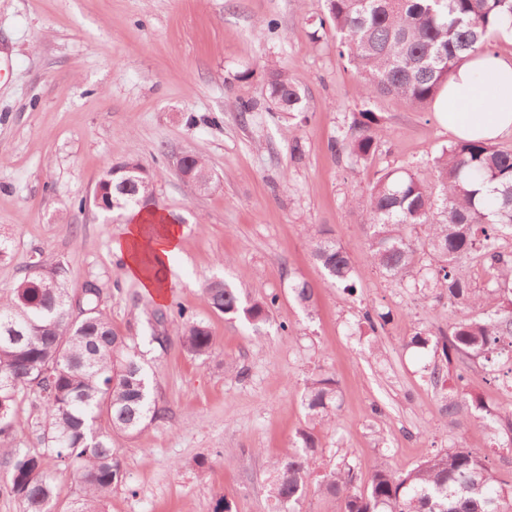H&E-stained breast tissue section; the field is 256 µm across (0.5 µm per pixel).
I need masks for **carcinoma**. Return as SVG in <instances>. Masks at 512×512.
Listing matches in <instances>:
<instances>
[{"mask_svg":"<svg viewBox=\"0 0 512 512\" xmlns=\"http://www.w3.org/2000/svg\"><path fill=\"white\" fill-rule=\"evenodd\" d=\"M323 32L336 38L339 56L363 74L369 96L384 95L426 109L456 69L471 55L491 49L495 22L512 15V0H325ZM269 100L279 112H300L302 97L288 74L267 72ZM386 135L383 117L369 109L355 112L346 134L348 154L358 161L372 157ZM112 182L117 211L144 207L154 200V176L134 158L104 174ZM211 171L191 155L185 184L200 189ZM365 216L373 265L396 284L410 282L426 299L465 312L459 322L438 334L420 328L410 347L441 352L445 366H434L430 381L448 384L441 393L445 424L460 429L472 418L484 421L494 445L512 447V410L493 407L451 383L444 372L461 357L495 365L500 343L512 341V150L484 141L456 140L433 158V179L408 171L383 174L354 199ZM313 256L327 280L349 292L358 272L347 252L331 239L315 236ZM492 274V287L474 288L469 268ZM48 287L38 290L34 275L0 297V455L8 459L5 491L23 512H100L124 472L112 448V435L133 436L158 416L149 374L136 347L112 328L101 307L103 288L85 281L73 308L66 270L50 267ZM298 304L313 311V288L291 285ZM212 308L242 316L254 325L270 320L276 302L242 299L222 281L206 288ZM176 325L185 351L208 356L214 338L208 327L185 316L183 309L157 315ZM16 329L14 340L8 332ZM41 412L38 448L16 444L12 414L22 395ZM338 383L315 375L306 384L308 424L296 446L272 464L268 496L272 512H296L312 479L311 461L318 450L314 429L335 421ZM63 465L75 473L78 492L66 506L50 472ZM354 469L342 461L316 482L323 496L341 500L342 512H512V492L504 490L486 456L456 444L402 472L381 465L364 489Z\"/></svg>","mask_w":512,"mask_h":512,"instance_id":"cac0c4a2","label":"carcinoma"}]
</instances>
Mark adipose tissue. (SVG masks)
<instances>
[{
	"mask_svg": "<svg viewBox=\"0 0 512 512\" xmlns=\"http://www.w3.org/2000/svg\"><path fill=\"white\" fill-rule=\"evenodd\" d=\"M435 110L460 139L495 141L512 134V56L491 51L470 58L443 86ZM114 247L125 259L128 276L163 303L172 259L180 250L177 226L157 210H136Z\"/></svg>",
	"mask_w": 512,
	"mask_h": 512,
	"instance_id": "ef3b65f1",
	"label": "adipose tissue"
}]
</instances>
